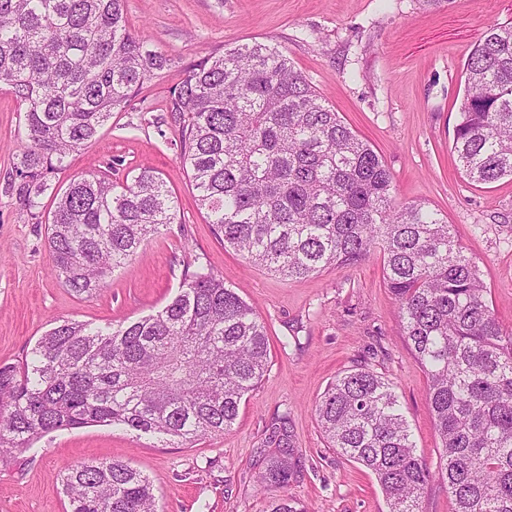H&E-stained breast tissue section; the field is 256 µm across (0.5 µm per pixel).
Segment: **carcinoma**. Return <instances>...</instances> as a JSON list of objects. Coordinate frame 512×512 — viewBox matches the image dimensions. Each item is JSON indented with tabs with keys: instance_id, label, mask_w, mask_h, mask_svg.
I'll return each mask as SVG.
<instances>
[{
	"instance_id": "cac0c4a2",
	"label": "carcinoma",
	"mask_w": 512,
	"mask_h": 512,
	"mask_svg": "<svg viewBox=\"0 0 512 512\" xmlns=\"http://www.w3.org/2000/svg\"><path fill=\"white\" fill-rule=\"evenodd\" d=\"M171 66L129 28L125 0H0V87L24 106V206L37 208L47 175ZM182 72L169 106L178 159L224 246L291 279L383 255L402 335L427 376L439 465L417 455L392 383L365 365L316 405L329 447L371 471L387 512H422L435 480L452 512H512V331L452 225L422 204H395L381 157L277 47L237 44ZM465 86L453 137L461 170L478 184L512 178L511 23L474 45ZM54 196L51 272L87 297L176 219L149 167L122 183L81 176ZM268 362L265 323L200 265L154 313L104 327L56 319L25 359L1 364L0 460L93 425L176 446L226 434ZM268 444L258 475L268 512H305L279 493L297 473L288 416ZM61 482L66 512H159L148 476L119 459L66 465Z\"/></svg>"
}]
</instances>
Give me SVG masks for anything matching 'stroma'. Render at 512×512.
<instances>
[{
	"label": "stroma",
	"instance_id": "stroma-1",
	"mask_svg": "<svg viewBox=\"0 0 512 512\" xmlns=\"http://www.w3.org/2000/svg\"><path fill=\"white\" fill-rule=\"evenodd\" d=\"M125 12L150 49L175 65L48 179L58 189L90 173L122 182L149 165L172 191L177 219L99 293L70 292L51 272L46 224L19 201L23 114L0 91V364L21 362L53 320L102 325L157 311L185 270L203 262L265 322L269 370L223 435L173 447L110 426L46 434L0 461V512H65L62 466L113 458L149 477L163 512H266L257 476L268 430L284 414L298 463L289 496L309 512H386L375 476L328 448L314 412L336 376L369 365L392 383L418 455L429 467L439 463L427 378L401 335L380 254L303 279L248 265L200 209L168 107L182 67L254 40L278 46L382 158L396 202L425 204L453 225L512 329V179L470 183L452 149L469 51L488 28L512 23V0H454L440 9L424 0H126Z\"/></svg>",
	"mask_w": 512,
	"mask_h": 512
}]
</instances>
